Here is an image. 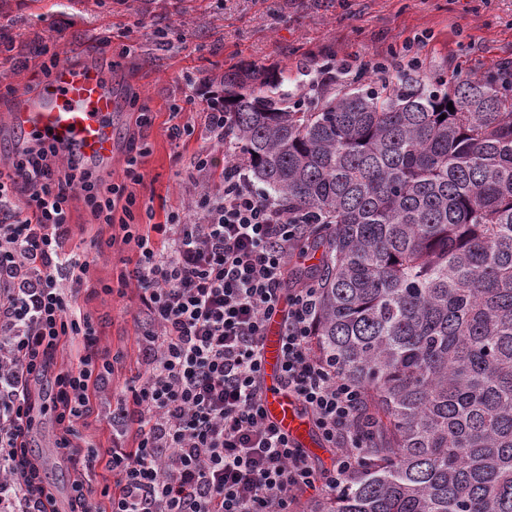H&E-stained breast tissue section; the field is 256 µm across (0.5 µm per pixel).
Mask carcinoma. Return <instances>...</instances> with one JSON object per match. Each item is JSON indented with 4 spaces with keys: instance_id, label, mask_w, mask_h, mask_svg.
<instances>
[{
    "instance_id": "obj_1",
    "label": "carcinoma",
    "mask_w": 512,
    "mask_h": 512,
    "mask_svg": "<svg viewBox=\"0 0 512 512\" xmlns=\"http://www.w3.org/2000/svg\"><path fill=\"white\" fill-rule=\"evenodd\" d=\"M285 81L209 79L261 190L314 216L318 347L362 390L363 462L307 512H512V79L307 109Z\"/></svg>"
}]
</instances>
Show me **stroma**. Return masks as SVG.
Instances as JSON below:
<instances>
[{
	"instance_id": "obj_1",
	"label": "stroma",
	"mask_w": 512,
	"mask_h": 512,
	"mask_svg": "<svg viewBox=\"0 0 512 512\" xmlns=\"http://www.w3.org/2000/svg\"><path fill=\"white\" fill-rule=\"evenodd\" d=\"M409 42L420 48L424 80L512 68V0H0V164L23 148L6 116L43 80L37 48L48 45L59 62L97 67L117 99L119 147L111 167L96 171L103 183L123 179L129 137L142 132L144 179L130 187L136 220L161 224L170 212L187 210L198 191L191 172L199 151H208L218 173L237 155L233 144L219 146L207 136L213 90L204 77L244 64L281 68L288 74L285 90L307 98L329 59L337 85L370 88L383 76H399ZM371 57L385 63V73L362 71ZM191 91L192 105L185 101ZM141 110L152 115L142 131L136 127ZM176 124L192 127V134L174 135ZM69 219L68 249L102 243L80 302L113 361L112 385L129 384L139 371V290L132 285L118 294L111 287L130 269L134 253L119 225L95 223L81 198L71 199ZM113 407L110 394L101 393L92 414L76 425L77 446L111 447ZM58 434L54 419L44 417L30 446L62 505L73 465L57 453Z\"/></svg>"
}]
</instances>
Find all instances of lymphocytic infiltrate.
Returning a JSON list of instances; mask_svg holds the SVG:
<instances>
[{
	"label": "lymphocytic infiltrate",
	"instance_id": "1",
	"mask_svg": "<svg viewBox=\"0 0 512 512\" xmlns=\"http://www.w3.org/2000/svg\"><path fill=\"white\" fill-rule=\"evenodd\" d=\"M124 175L102 185L47 144L24 148L0 171V512H58L29 451L36 420L53 413L57 447L69 453L76 422L107 390L117 440L107 454L89 450L86 464L111 471L110 512H295L307 492L343 490L362 458V392L316 347L318 289L284 287L310 214L273 201L231 161L187 214L135 229L126 184L143 179L136 156ZM77 194L98 223L119 224L136 255L119 284L140 291L142 370L115 389L78 303L95 258L66 248ZM275 316L281 386L333 448L330 466L267 416L263 336ZM76 336L86 355L58 364L60 345Z\"/></svg>",
	"mask_w": 512,
	"mask_h": 512
}]
</instances>
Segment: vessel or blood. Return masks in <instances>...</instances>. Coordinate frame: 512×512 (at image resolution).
I'll list each match as a JSON object with an SVG mask.
<instances>
[{"mask_svg":"<svg viewBox=\"0 0 512 512\" xmlns=\"http://www.w3.org/2000/svg\"><path fill=\"white\" fill-rule=\"evenodd\" d=\"M116 109L117 102L98 69L63 63L33 87L10 113L9 123L25 140L56 145L72 164H105L117 154ZM263 345L267 414L297 445L310 447L314 443L310 421L279 384V320L269 323Z\"/></svg>","mask_w":512,"mask_h":512,"instance_id":"b4317fda","label":"vessel or blood"}]
</instances>
